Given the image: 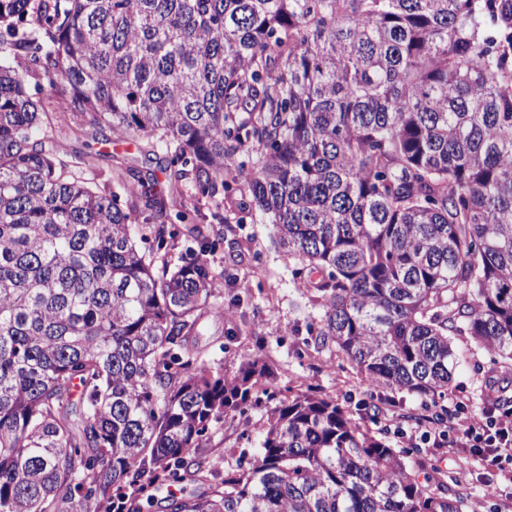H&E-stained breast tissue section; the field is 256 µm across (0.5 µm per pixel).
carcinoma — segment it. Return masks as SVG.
I'll return each mask as SVG.
<instances>
[{"label":"carcinoma","mask_w":512,"mask_h":512,"mask_svg":"<svg viewBox=\"0 0 512 512\" xmlns=\"http://www.w3.org/2000/svg\"><path fill=\"white\" fill-rule=\"evenodd\" d=\"M69 114L147 140L172 191L240 184L315 291L314 345L433 397L456 335L512 363V0H0V512H122L166 478L208 487L169 512H464L336 400L206 363L224 215L155 266L121 198L163 248L156 175L99 193ZM262 402L253 461L217 477L211 425Z\"/></svg>","instance_id":"cac0c4a2"}]
</instances>
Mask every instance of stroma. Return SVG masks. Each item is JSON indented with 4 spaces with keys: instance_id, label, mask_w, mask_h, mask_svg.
<instances>
[{
    "instance_id": "1",
    "label": "stroma",
    "mask_w": 512,
    "mask_h": 512,
    "mask_svg": "<svg viewBox=\"0 0 512 512\" xmlns=\"http://www.w3.org/2000/svg\"><path fill=\"white\" fill-rule=\"evenodd\" d=\"M60 143L67 160L82 154L94 156L95 166L84 176L102 192L111 191L115 168L131 165L154 170L162 162L161 157L140 151L134 138L109 144L97 142L93 129L75 119L63 128ZM240 198L236 191L227 194L224 221L234 232L205 255L214 272L234 276L233 281L224 284L218 300L226 310L224 317H205L198 327V347L206 362L222 366L230 374L245 358L262 359L275 374L270 388L336 399L363 429L379 431L381 424L372 411L379 391L371 389L335 347H314L310 327L318 320L320 308L276 245L272 225L264 223L259 213L241 211ZM453 344L462 358L447 391L467 394L469 415L481 419L488 407L486 386L495 385L512 397V367L493 364L488 353L474 347L468 337H454ZM265 422L266 409L262 406L252 407L244 415L226 416L210 432L209 446L203 453L205 461L223 472L237 469L245 462L243 449L255 448ZM406 464L416 477L435 473L449 488L464 492L465 512H490L495 500L512 499V484L483 475L480 464L464 448L444 455L417 448ZM198 490V485L186 482H160L128 501L127 508L129 512H169L170 497L188 496Z\"/></svg>"
}]
</instances>
